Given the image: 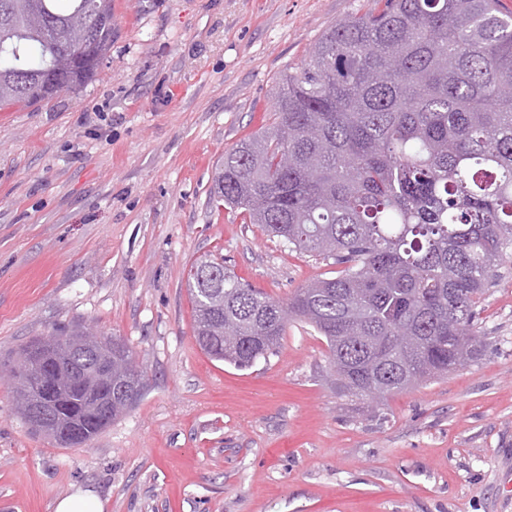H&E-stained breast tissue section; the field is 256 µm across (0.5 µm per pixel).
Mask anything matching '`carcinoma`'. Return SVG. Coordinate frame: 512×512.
<instances>
[{
    "label": "carcinoma",
    "mask_w": 512,
    "mask_h": 512,
    "mask_svg": "<svg viewBox=\"0 0 512 512\" xmlns=\"http://www.w3.org/2000/svg\"><path fill=\"white\" fill-rule=\"evenodd\" d=\"M276 79L274 120L224 154L210 202L333 276L286 302L213 258L191 264L193 336L239 369L288 321L324 337L349 393L381 402L477 361V303L512 258V14L500 0H376ZM86 42L84 66L70 48ZM112 48V0H0V103L76 90ZM288 154V166L281 156ZM129 348L88 328L30 341L18 398L55 385L41 434L87 444L144 393Z\"/></svg>",
    "instance_id": "obj_1"
}]
</instances>
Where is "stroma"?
Here are the masks:
<instances>
[{"label": "stroma", "instance_id": "1", "mask_svg": "<svg viewBox=\"0 0 512 512\" xmlns=\"http://www.w3.org/2000/svg\"><path fill=\"white\" fill-rule=\"evenodd\" d=\"M372 0H112L95 79L0 106V512H512V263L478 306L470 367L376 405L294 320L239 370L193 336L188 272L210 256L285 301L327 276L238 211L217 163L273 120L275 81ZM88 327L132 351L140 401L86 445L30 432L9 383L32 338ZM54 512H103V503L91 489H76L59 499Z\"/></svg>", "mask_w": 512, "mask_h": 512}]
</instances>
